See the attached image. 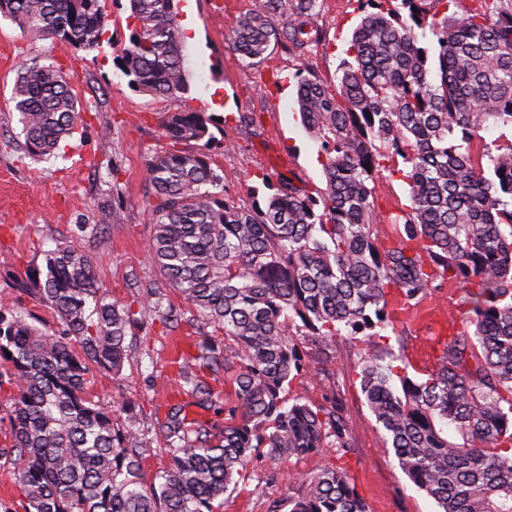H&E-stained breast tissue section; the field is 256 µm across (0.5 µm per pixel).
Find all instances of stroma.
I'll list each match as a JSON object with an SVG mask.
<instances>
[{
	"instance_id": "stroma-1",
	"label": "stroma",
	"mask_w": 512,
	"mask_h": 512,
	"mask_svg": "<svg viewBox=\"0 0 512 512\" xmlns=\"http://www.w3.org/2000/svg\"><path fill=\"white\" fill-rule=\"evenodd\" d=\"M253 6L254 0H175L190 85L188 94L179 97L135 89L115 66L112 47L126 45L130 34L128 0H107L110 23L105 35L110 42L93 52L31 35L0 17V298L9 308L55 326L53 310L34 301L15 281L44 271L47 252L62 243L95 260L98 281L109 299L124 304L137 299L136 278L149 268L153 235L143 204L146 167L169 147L163 132L169 113L189 108L216 117L207 153L224 175L226 195L240 205H251L252 188L261 186L266 176L286 175L305 190L324 186V156L301 123L294 74L304 70L335 88L348 58V42L363 15L362 4L319 0L316 42L302 52L274 45L255 65L227 44L236 16ZM31 59L57 65L72 77L84 119L74 137L44 159L25 153L12 101L16 68ZM242 113L252 114V125L239 123ZM116 196L125 201L121 223L99 226L101 208L111 206ZM375 199L383 221L373 234L378 247L389 249L397 243L399 228L388 218L407 204L408 186L400 176L380 172ZM463 293L460 283L448 281L413 306L388 295L392 324L372 343L343 337L332 344L303 340L298 350L312 372L293 379L284 396L315 405L338 404L353 447L342 457L331 448L276 463L253 458L247 479L225 496L221 512H288V502L301 495L304 480L339 461L367 512H435L434 501L387 453L384 431L367 404L359 373L368 354L390 350L401 357L411 378L423 379L448 340ZM170 337L159 322L139 330L120 375L97 378L88 386L87 396L114 408L119 426L149 430L163 415V396L174 389V374L166 365ZM13 393V387H0V504L10 512H24L12 458L3 452L11 439Z\"/></svg>"
}]
</instances>
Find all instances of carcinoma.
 Segmentation results:
<instances>
[{
  "instance_id": "carcinoma-1",
  "label": "carcinoma",
  "mask_w": 512,
  "mask_h": 512,
  "mask_svg": "<svg viewBox=\"0 0 512 512\" xmlns=\"http://www.w3.org/2000/svg\"><path fill=\"white\" fill-rule=\"evenodd\" d=\"M129 44L116 55L129 84L177 97L189 92L174 0H128ZM339 88L295 74L303 125L320 144L325 187L302 193L262 177L264 204L224 195V175L205 152L214 117L185 109L164 122L169 149L147 165L152 263L140 310L110 300L92 259L69 244L46 255L45 272L20 282L57 315L47 329L2 312L0 357L15 388L10 453L26 512H218L256 456L278 461L351 437L339 408L282 393L309 373L298 343L375 335L391 323L386 296L423 300L445 281L464 284L460 326L435 367L415 380L381 355L365 359L361 387L386 450L440 512H512V145L472 141L512 127V0H365ZM318 0H257L228 37L258 63L271 43H310ZM0 16L75 49L102 47L103 0H0ZM24 148L55 154L78 130L81 106L52 64L20 65L13 93ZM399 173L409 204L389 217L399 244L373 237L382 170ZM187 304L175 314L167 291ZM179 316L194 339L170 364L177 394L156 419L168 466L147 486L139 473L145 433L119 427L87 397L91 367L118 375L147 316ZM224 332L229 343L209 338ZM81 347L82 355L73 351ZM290 512H366L346 468L305 480Z\"/></svg>"
}]
</instances>
